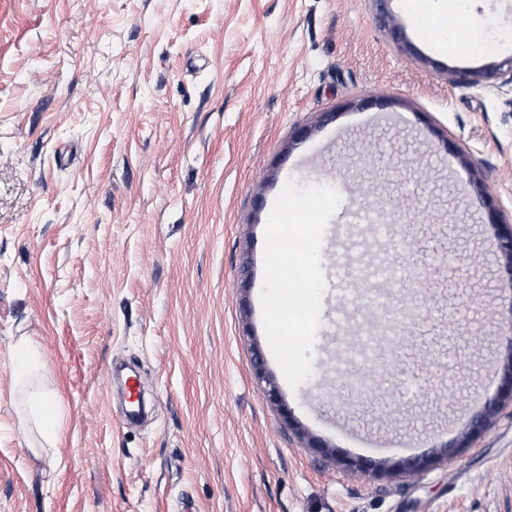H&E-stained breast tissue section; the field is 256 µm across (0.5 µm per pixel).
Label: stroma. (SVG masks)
<instances>
[{
	"label": "stroma",
	"instance_id": "1",
	"mask_svg": "<svg viewBox=\"0 0 512 512\" xmlns=\"http://www.w3.org/2000/svg\"><path fill=\"white\" fill-rule=\"evenodd\" d=\"M389 9L410 52L373 0H0V354L27 339L59 431L0 368V512H512V406L420 475L342 466L451 443L512 346V88L453 80L512 56V0H452L475 51ZM291 180L412 226L345 273L386 257L415 306L391 338L319 328L295 388L260 305ZM361 339L387 372L348 364ZM50 401L51 398L39 388H32L28 392V418L36 424L45 443L52 446L58 438V432L50 412L53 406Z\"/></svg>",
	"mask_w": 512,
	"mask_h": 512
}]
</instances>
